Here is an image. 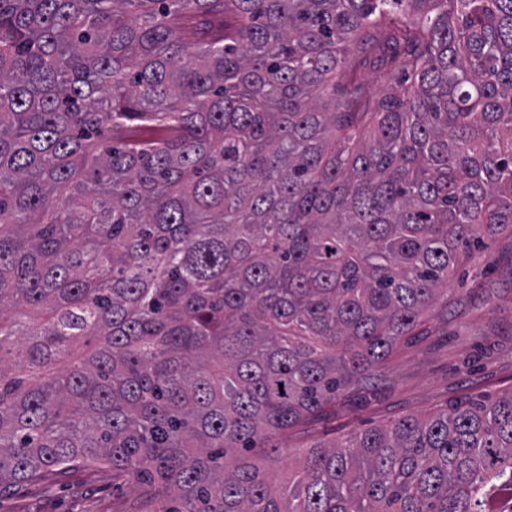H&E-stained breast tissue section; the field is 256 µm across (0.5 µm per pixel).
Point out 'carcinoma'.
<instances>
[{
	"label": "carcinoma",
	"instance_id": "obj_1",
	"mask_svg": "<svg viewBox=\"0 0 512 512\" xmlns=\"http://www.w3.org/2000/svg\"><path fill=\"white\" fill-rule=\"evenodd\" d=\"M508 227L512 0H0V485L512 512V390L253 462Z\"/></svg>",
	"mask_w": 512,
	"mask_h": 512
}]
</instances>
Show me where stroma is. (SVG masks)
<instances>
[{"mask_svg":"<svg viewBox=\"0 0 512 512\" xmlns=\"http://www.w3.org/2000/svg\"><path fill=\"white\" fill-rule=\"evenodd\" d=\"M448 308L430 332L400 346L366 400L336 408V439L431 413L470 396L512 390V233L489 256L463 255L448 281ZM139 495L113 490L107 467L0 487V512H133Z\"/></svg>","mask_w":512,"mask_h":512,"instance_id":"stroma-1","label":"stroma"}]
</instances>
